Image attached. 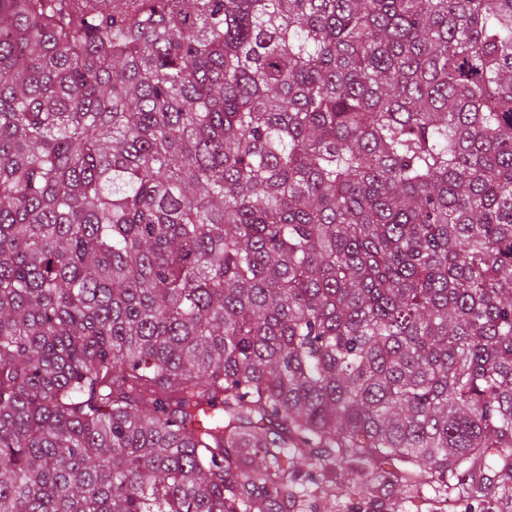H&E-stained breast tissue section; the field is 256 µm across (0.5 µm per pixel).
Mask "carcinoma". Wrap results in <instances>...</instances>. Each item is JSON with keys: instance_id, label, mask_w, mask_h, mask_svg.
I'll return each mask as SVG.
<instances>
[{"instance_id": "carcinoma-1", "label": "carcinoma", "mask_w": 512, "mask_h": 512, "mask_svg": "<svg viewBox=\"0 0 512 512\" xmlns=\"http://www.w3.org/2000/svg\"><path fill=\"white\" fill-rule=\"evenodd\" d=\"M298 486L512 490V0H0V512Z\"/></svg>"}]
</instances>
